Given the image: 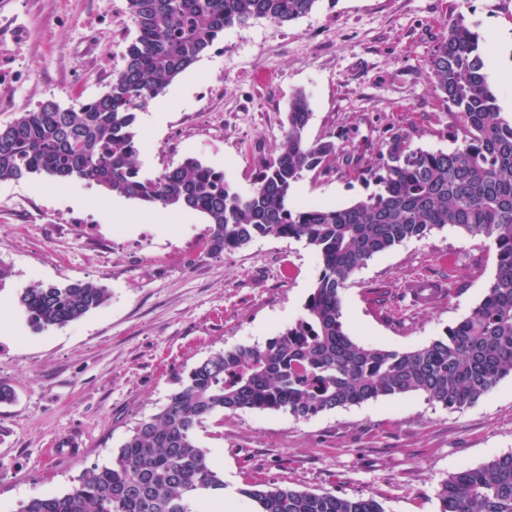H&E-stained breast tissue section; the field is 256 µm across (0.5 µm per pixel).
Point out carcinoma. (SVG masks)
<instances>
[{"instance_id": "obj_1", "label": "carcinoma", "mask_w": 512, "mask_h": 512, "mask_svg": "<svg viewBox=\"0 0 512 512\" xmlns=\"http://www.w3.org/2000/svg\"><path fill=\"white\" fill-rule=\"evenodd\" d=\"M319 0H127L137 37L107 90L76 107L39 103L0 125V182L29 175L94 183L148 206L179 208L210 224L209 256L258 237L305 242L322 271L296 322L263 347L241 345L200 361L159 412L142 420L112 460L85 470L64 494L37 497L20 512H200L225 496L224 476L198 447L196 432L215 415L285 410L297 420L370 400L423 394L463 409L512 375V115L501 112L487 82L479 35L456 18L430 70L435 89L458 112L461 137L444 151L386 142L373 173L377 190L345 206L290 204L295 182L322 172L340 154L312 142L307 95L290 100L275 154L252 192L236 191L224 171L188 158L154 176L141 172L136 123L177 76L230 27L264 20L277 28L302 18ZM452 226L494 248L496 268L481 302L427 345L395 350L365 345L343 325L347 281L375 255L434 229ZM92 281L27 288L18 307L35 330L64 326L105 305ZM256 512H385L372 497H344L250 480L236 490ZM439 512H512V453L449 475Z\"/></svg>"}]
</instances>
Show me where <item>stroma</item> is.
I'll list each match as a JSON object with an SVG mask.
<instances>
[{"label": "stroma", "mask_w": 512, "mask_h": 512, "mask_svg": "<svg viewBox=\"0 0 512 512\" xmlns=\"http://www.w3.org/2000/svg\"><path fill=\"white\" fill-rule=\"evenodd\" d=\"M464 16L484 61L512 52V0H320L273 29L254 21L223 36L166 89L179 104L147 124L138 163L152 176L193 157L249 194L282 139L288 103L310 101L307 136L345 147L349 161L304 174L290 199L336 207L367 197L393 132L414 148L450 150L457 112L430 79V62ZM127 0H0V124L45 100L75 106L104 93L136 37ZM364 170L356 177L354 169ZM93 224L79 234L73 219ZM205 218L146 212L77 180L41 175L0 182V512L66 492L108 463L138 423L159 412L181 378L211 353L265 345L295 323L322 263L304 242L263 237L219 256L203 253ZM488 241L446 227L370 259L348 281L343 323L357 342L412 349L443 335L482 300L495 273ZM103 285L102 308L33 331L15 306L24 289L70 280ZM418 279L442 281L446 299L411 305ZM197 441L223 474L232 512L246 481L373 497L386 512H439L449 474L512 453V376L475 404L449 410L411 394L298 421L282 411L225 413Z\"/></svg>", "instance_id": "1"}]
</instances>
